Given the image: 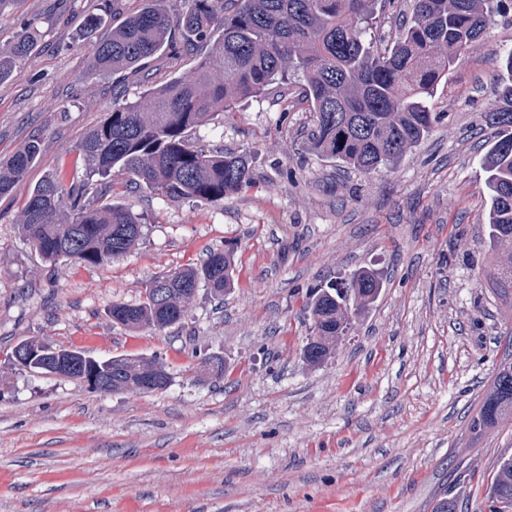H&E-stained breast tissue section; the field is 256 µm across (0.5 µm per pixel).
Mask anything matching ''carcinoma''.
Segmentation results:
<instances>
[{
    "instance_id": "1",
    "label": "carcinoma",
    "mask_w": 512,
    "mask_h": 512,
    "mask_svg": "<svg viewBox=\"0 0 512 512\" xmlns=\"http://www.w3.org/2000/svg\"><path fill=\"white\" fill-rule=\"evenodd\" d=\"M507 0H413L400 34L377 48L366 35L375 0H150L144 9L112 21V0L82 19L77 38L91 44L90 72L143 74L145 60L168 49L194 57L192 69L145 90L134 102L112 90V108L79 145L86 177L62 171L32 190L18 219L42 260L100 265L139 241L142 225L112 203L91 204L115 191L114 174L172 199L222 202L247 185L251 171L241 155L190 144L191 130L217 112L263 95L291 75L303 78L313 116L311 148L322 157L370 173L400 159L427 137L443 115L429 98L452 70L457 55L483 38ZM39 21L22 23L0 45V84L27 63L38 42ZM500 106L481 119L495 130L486 158L490 193L488 238L507 253L492 279L512 288V83L502 84ZM40 154L31 140L0 162V196L20 183ZM232 253L211 250L198 268L158 275L138 304L115 303L112 321L129 329L163 331L180 323L198 288L216 296L232 287ZM378 273L356 270L311 288L304 357L329 360L352 319L378 298ZM99 376L106 393H150L170 377L162 363L114 357ZM512 419V362L502 361L489 393L472 419L481 431ZM484 512H512V458L502 459L487 489Z\"/></svg>"
}]
</instances>
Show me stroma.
Wrapping results in <instances>:
<instances>
[{"instance_id": "35a3bbf8", "label": "stroma", "mask_w": 512, "mask_h": 512, "mask_svg": "<svg viewBox=\"0 0 512 512\" xmlns=\"http://www.w3.org/2000/svg\"><path fill=\"white\" fill-rule=\"evenodd\" d=\"M100 0H22L0 43L40 22L29 63L0 84V159L31 139L41 153L0 196V512H433L444 494L481 512L512 421L470 428L495 368L512 356V290L489 278L481 112L512 79V22L457 56L434 90L444 113L399 160L365 174L308 146L301 81L270 86L192 130L194 145L244 156L248 186L220 203L113 195L138 215L130 252L101 265L44 262L17 219L32 188L85 173L79 143L112 105V75L89 71L81 18ZM232 249L234 286L199 289L158 332L113 323L153 277ZM376 271L378 300L324 366L302 347L311 286ZM25 339L99 359L153 358L169 386L99 393L15 368ZM208 358L222 378L199 379Z\"/></svg>"}]
</instances>
